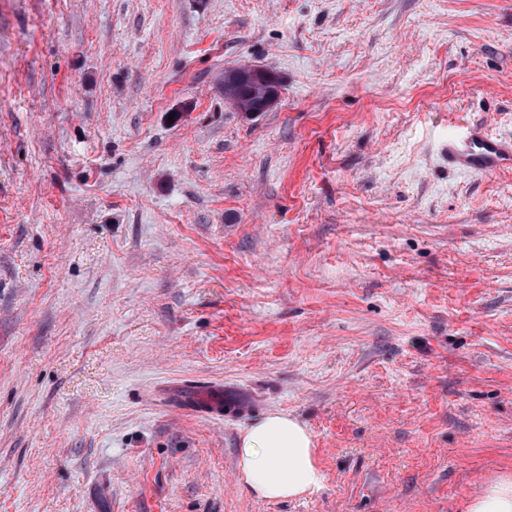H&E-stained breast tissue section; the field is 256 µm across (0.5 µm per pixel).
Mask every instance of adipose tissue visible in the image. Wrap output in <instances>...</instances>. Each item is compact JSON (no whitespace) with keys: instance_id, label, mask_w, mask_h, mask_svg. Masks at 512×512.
Segmentation results:
<instances>
[{"instance_id":"obj_1","label":"adipose tissue","mask_w":512,"mask_h":512,"mask_svg":"<svg viewBox=\"0 0 512 512\" xmlns=\"http://www.w3.org/2000/svg\"><path fill=\"white\" fill-rule=\"evenodd\" d=\"M237 475L251 495L269 501L302 498L318 488L323 474L307 425L283 411H271L242 433ZM463 512H512V475L496 476L466 498Z\"/></svg>"}]
</instances>
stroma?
Returning <instances> with one entry per match:
<instances>
[{
  "mask_svg": "<svg viewBox=\"0 0 512 512\" xmlns=\"http://www.w3.org/2000/svg\"><path fill=\"white\" fill-rule=\"evenodd\" d=\"M248 63L282 81L253 117ZM512 0H0V512H462L512 474ZM219 386L223 416L177 387ZM282 410L324 480L237 481ZM227 72L230 75L224 86V99L237 112L251 117L260 112L269 111L277 103L279 99L277 94L280 95L281 89H274L276 91L274 93L267 89L264 97L255 104H251L244 98L241 91L245 87L264 88L277 84L279 78L274 72L253 65H240ZM448 164L481 173L512 168V140L490 137L482 125H468L448 134ZM178 402L184 408L196 409L207 416H223L224 403L219 396L186 392L179 396Z\"/></svg>",
  "mask_w": 512,
  "mask_h": 512,
  "instance_id": "1",
  "label": "stroma"
}]
</instances>
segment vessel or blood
Segmentation results:
<instances>
[{
  "label": "vessel or blood",
  "mask_w": 512,
  "mask_h": 512,
  "mask_svg": "<svg viewBox=\"0 0 512 512\" xmlns=\"http://www.w3.org/2000/svg\"><path fill=\"white\" fill-rule=\"evenodd\" d=\"M449 165L471 172L492 173L512 168V140L493 138L482 125L474 124L448 135ZM181 406L208 416H222L221 397L189 392L179 396Z\"/></svg>",
  "instance_id": "1"
}]
</instances>
